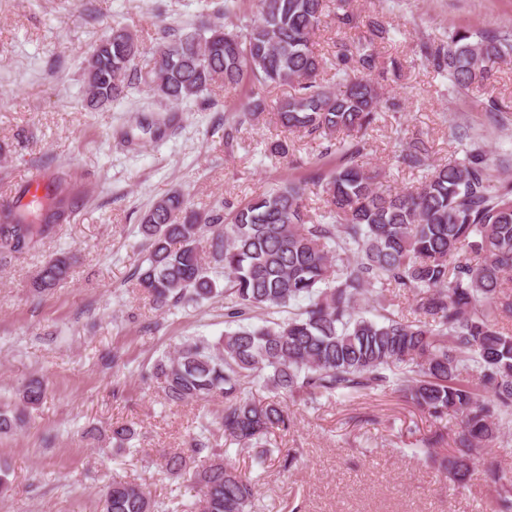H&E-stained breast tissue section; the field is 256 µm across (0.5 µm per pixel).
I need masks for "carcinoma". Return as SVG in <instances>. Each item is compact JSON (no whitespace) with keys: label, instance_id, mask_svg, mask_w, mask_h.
<instances>
[{"label":"carcinoma","instance_id":"obj_1","mask_svg":"<svg viewBox=\"0 0 512 512\" xmlns=\"http://www.w3.org/2000/svg\"><path fill=\"white\" fill-rule=\"evenodd\" d=\"M255 13L242 28L201 17L190 31L162 32L147 48L136 32L115 26L85 53L87 104L106 107L123 99L135 82L173 106L199 99L216 85L248 88L246 102L231 115L226 145L266 111L267 94L289 85L294 94L276 112L288 133L326 138L362 132L382 109L383 93L372 79L398 77L402 62L385 67L375 39L386 28L369 24V35L343 45L330 60L317 53L326 0H254ZM337 21L354 28L349 0H339ZM151 53L153 67L137 68ZM427 65L456 88L490 79L494 65L512 57V34L457 30L448 41L425 43ZM334 69V81L320 75ZM364 146L336 141L338 163L319 168L312 184L325 208L313 216L306 185L281 184L240 201L225 214L194 210L181 192L159 199L142 217L148 244L133 288L158 307L224 295L227 330L216 341L181 343L153 366L173 403L224 399V441L263 447L292 419L282 405L298 397L352 399L396 390L434 418L461 419L455 447L441 454L447 433L421 440L424 458L459 483L467 481L475 453L512 426V333L500 320L512 316V181L494 180L483 152L430 169L413 190L393 191L358 162ZM428 150L415 141L395 155L400 166H425ZM73 213L71 191L60 180L34 206L13 199L0 205V257L37 250ZM70 273L69 258L47 260L32 281L44 292ZM413 293L416 319L388 310L384 291ZM308 305L288 318L250 322L255 313ZM261 385L257 400L246 385ZM45 398L38 380L23 386L21 400L36 408ZM132 427L111 429L118 448L133 439ZM204 457L196 472L193 512H256L255 485L224 460L210 439L192 440ZM495 488L491 512H512V477L486 471ZM102 512H158L143 489L114 481Z\"/></svg>","mask_w":512,"mask_h":512}]
</instances>
